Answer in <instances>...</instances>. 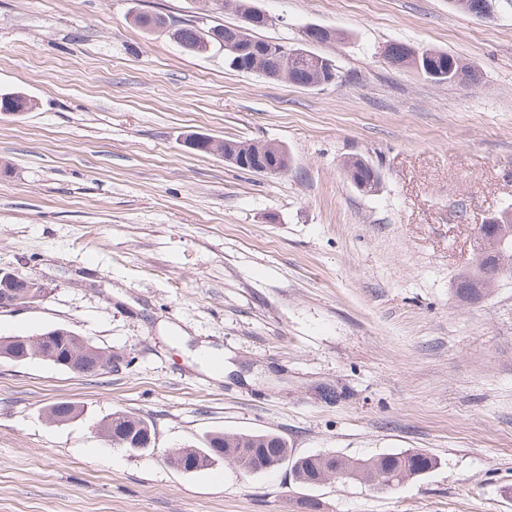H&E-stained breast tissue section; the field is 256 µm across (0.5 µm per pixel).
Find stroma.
<instances>
[{
	"mask_svg": "<svg viewBox=\"0 0 512 512\" xmlns=\"http://www.w3.org/2000/svg\"><path fill=\"white\" fill-rule=\"evenodd\" d=\"M253 3L264 38L342 32L314 47L339 80L241 73L129 19L202 0H0V91L37 102L0 114V268L48 287L0 312V336L64 326L115 357L95 374L0 361V512H512V275L475 304L453 293L477 225L512 204V0L486 21L448 0ZM394 43L474 77L393 67ZM193 132L281 145L290 168L237 169L186 148ZM60 401L82 414L47 421ZM118 409L153 447L99 434ZM217 430L438 465L376 489L167 460ZM415 49L411 46L403 44H391L386 51V60L393 66H406L415 70L425 78L435 83H460L474 77L467 66L456 56L448 54V52L428 48L425 46L417 47L424 50L427 59L420 60V68L413 55L409 54L410 50ZM430 62V66L425 65V61ZM343 170L351 183H365L371 188L379 186L380 177L376 170L363 158L352 156L343 162Z\"/></svg>",
	"mask_w": 512,
	"mask_h": 512,
	"instance_id": "1",
	"label": "stroma"
}]
</instances>
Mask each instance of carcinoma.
I'll use <instances>...</instances> for the list:
<instances>
[{
	"label": "carcinoma",
	"mask_w": 512,
	"mask_h": 512,
	"mask_svg": "<svg viewBox=\"0 0 512 512\" xmlns=\"http://www.w3.org/2000/svg\"><path fill=\"white\" fill-rule=\"evenodd\" d=\"M232 5L239 18L268 20L267 15L254 6L251 0H232ZM208 14L196 20L180 22L174 29V41L186 52L196 54L203 48L204 40L216 36L224 37V25L206 22ZM131 19L138 27L151 31L166 23V16L160 13L136 12ZM264 27L259 23L247 27L244 44L248 50L235 53L224 50L228 66L243 73H253L268 77L273 72L280 78L302 87H319L328 84V75L340 78V70L332 71L314 64L313 58L319 54L309 50L311 44H323L337 38L335 29L322 28L312 36L308 43H297L296 55L282 59L275 53L279 42L265 40L255 36V31ZM412 47L392 44L386 51V60L393 66H406L425 78L441 83H460L474 77L467 66L456 56L434 48L422 47L428 60H416L409 54ZM33 107L27 100L20 98L18 92L0 93V112L9 115H21L30 112ZM237 157L251 165L257 161L276 166L279 173L288 170L290 157L285 148L258 141L231 140ZM343 170L351 183H365L372 187L379 185L380 177L376 170L363 158L352 156L344 160ZM498 226L511 234L504 247L497 246L493 235L478 228L477 247L472 267L457 277L455 296L467 303H477L490 293V287L498 276L512 272V209L503 208L495 214ZM41 341L37 351L45 361L72 371L91 373L96 371L100 358L105 356L102 350H95V345L84 340L66 327H53L40 333ZM80 409L72 402H59L48 408L46 418L51 422L59 419L76 418ZM153 430L152 423L131 412L117 410L100 423L101 434L108 442L119 448H131L129 436L139 435ZM185 456V461L194 465L196 470L211 466L217 461H227L240 470L265 471V463L274 459H285L296 482L312 487L319 482L332 479L336 471L346 474V479L367 481L378 488L399 485L407 478L420 476L437 465V460L420 451H403L384 453L367 460L350 459L340 455L325 461L316 455L295 456L288 448V442L273 432H223L213 431L199 444L180 448L172 452L173 460Z\"/></svg>",
	"instance_id": "1"
}]
</instances>
